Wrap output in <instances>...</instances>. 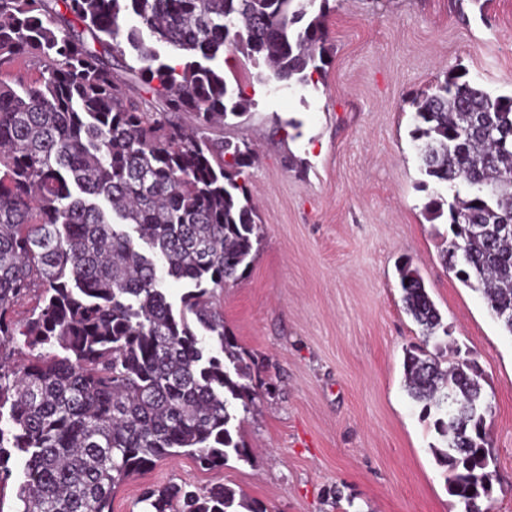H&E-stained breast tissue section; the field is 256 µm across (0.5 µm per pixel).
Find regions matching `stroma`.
<instances>
[{"label":"stroma","instance_id":"1","mask_svg":"<svg viewBox=\"0 0 512 512\" xmlns=\"http://www.w3.org/2000/svg\"><path fill=\"white\" fill-rule=\"evenodd\" d=\"M333 45L307 84L274 87L241 54L224 76L247 112L261 242L220 297L224 327L265 388L240 423L249 461L204 469L188 455L126 479L113 512L145 488L224 483L263 512H462L430 451L439 437L409 397L403 351L423 344L397 266L411 260L441 312L444 359L485 374L495 472L490 512H512V336L447 269L448 227L428 222L410 99L451 68L512 94V0H328Z\"/></svg>","mask_w":512,"mask_h":512}]
</instances>
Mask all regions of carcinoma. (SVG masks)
<instances>
[{
    "label": "carcinoma",
    "mask_w": 512,
    "mask_h": 512,
    "mask_svg": "<svg viewBox=\"0 0 512 512\" xmlns=\"http://www.w3.org/2000/svg\"><path fill=\"white\" fill-rule=\"evenodd\" d=\"M315 2L0 0V487L21 454L19 512H112L116 486L182 452L207 469L248 460L232 407L250 412L259 386L216 297L257 251L255 154L216 136L248 103L214 62L234 51L267 82L307 81L331 53ZM412 105L428 219L449 226V266L467 246L459 280L512 335V95L450 70ZM458 212L473 222L456 223ZM398 275L431 338L442 317L419 270L405 262ZM165 276L189 285L177 309ZM36 288L34 313L16 320L12 307ZM403 370L441 440L431 452L449 495L487 512L481 369L467 357L444 368L412 345ZM140 503L263 512L225 484L148 488Z\"/></svg>",
    "instance_id": "1"
}]
</instances>
